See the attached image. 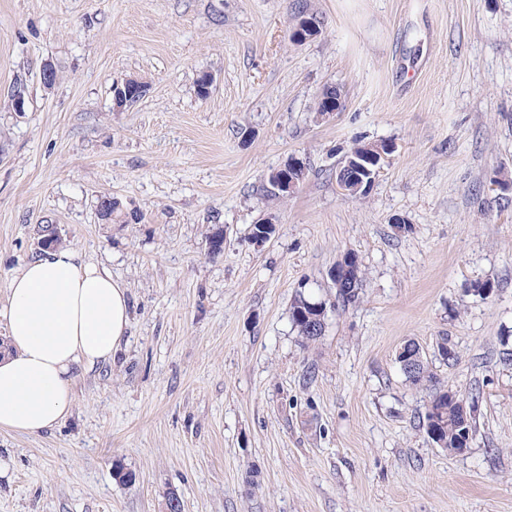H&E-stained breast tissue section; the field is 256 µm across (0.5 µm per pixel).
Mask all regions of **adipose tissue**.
<instances>
[{
    "label": "adipose tissue",
    "mask_w": 512,
    "mask_h": 512,
    "mask_svg": "<svg viewBox=\"0 0 512 512\" xmlns=\"http://www.w3.org/2000/svg\"><path fill=\"white\" fill-rule=\"evenodd\" d=\"M11 349L0 357V430L36 435L73 405L78 370L112 359L129 326L126 288L76 248L44 251L8 281Z\"/></svg>",
    "instance_id": "obj_1"
}]
</instances>
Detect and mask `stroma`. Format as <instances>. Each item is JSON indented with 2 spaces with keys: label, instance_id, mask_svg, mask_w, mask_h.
I'll use <instances>...</instances> for the list:
<instances>
[{
  "label": "stroma",
  "instance_id": "obj_1",
  "mask_svg": "<svg viewBox=\"0 0 512 512\" xmlns=\"http://www.w3.org/2000/svg\"><path fill=\"white\" fill-rule=\"evenodd\" d=\"M302 12L322 33L296 42ZM130 79L145 96L115 106ZM327 85L344 107L323 117ZM380 141L378 180L341 194L337 164ZM292 158L305 180L266 197ZM504 170L512 0H0V308L53 224L130 310L66 419L0 432V512H165L171 492L183 512H512ZM102 195L138 220L101 221ZM269 214L276 233L255 246ZM348 252L363 288L343 307L329 273ZM486 280L490 296L471 292ZM299 292L328 305L307 345ZM443 337L450 365L433 359ZM410 339L449 388L481 391L464 453L418 425L427 393L396 361ZM322 301H316L308 298L304 293L299 292L296 294L294 301L291 305V323L292 327L297 331L298 335L303 341H316L322 335H313L307 331V325L310 323V330L314 332H321L324 328L322 322V316L325 313V309L321 310L317 318L312 319L309 323L306 314L316 313L314 309L307 308V304L316 305L321 304Z\"/></svg>",
  "mask_w": 512,
  "mask_h": 512
}]
</instances>
